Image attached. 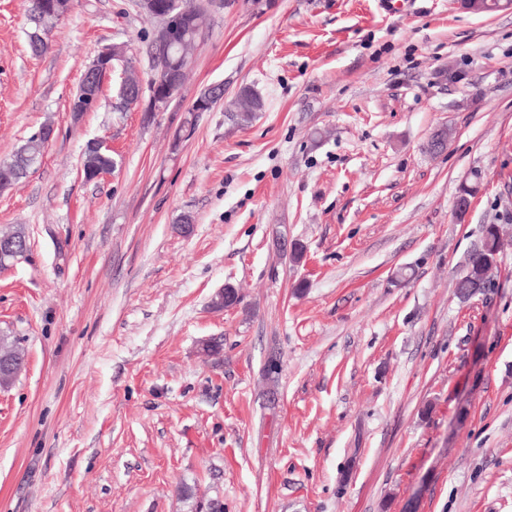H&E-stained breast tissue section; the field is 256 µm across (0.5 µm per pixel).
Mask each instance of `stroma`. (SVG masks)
I'll return each instance as SVG.
<instances>
[{"label": "stroma", "mask_w": 512, "mask_h": 512, "mask_svg": "<svg viewBox=\"0 0 512 512\" xmlns=\"http://www.w3.org/2000/svg\"><path fill=\"white\" fill-rule=\"evenodd\" d=\"M28 7L0 0V161L55 137L0 191L30 239L0 270L28 352L0 389V512H512V11L226 0L163 110L113 111L111 75L77 119L102 47L149 80L158 21L74 0L36 55ZM244 86L265 107L240 125ZM92 140L118 165L88 181ZM490 224L494 286L459 299Z\"/></svg>", "instance_id": "1"}]
</instances>
